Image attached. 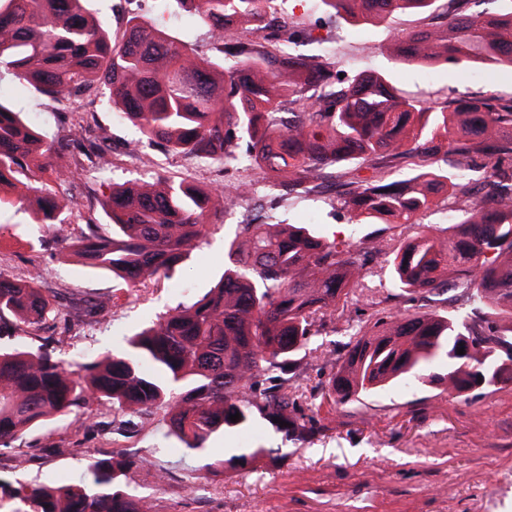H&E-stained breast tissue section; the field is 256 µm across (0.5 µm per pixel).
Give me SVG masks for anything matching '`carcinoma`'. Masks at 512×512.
<instances>
[{
	"instance_id": "carcinoma-1",
	"label": "carcinoma",
	"mask_w": 512,
	"mask_h": 512,
	"mask_svg": "<svg viewBox=\"0 0 512 512\" xmlns=\"http://www.w3.org/2000/svg\"><path fill=\"white\" fill-rule=\"evenodd\" d=\"M472 1L482 2L448 0L447 21L433 30L396 33L395 56L428 66L512 67V12L474 10ZM85 2L0 0V72L51 99L101 83L145 137L226 167L244 164L271 188L312 192L334 169L340 205L360 225L417 224L436 197L447 196L455 210L448 237L429 226L393 247L378 232L361 241L390 248V284L400 295L413 301L449 293L465 314L368 315L328 378L334 404L357 402L398 378L458 396L512 381V97L490 92L438 110L380 74L341 78L337 64L294 50L308 38L305 29L283 23L270 32L271 0H176L225 32L214 38L224 54L220 68L144 17H129L116 40ZM435 2L320 5L360 22L425 14ZM69 146L46 139L0 102V189H19L18 199L35 205L42 224L57 223L55 183L67 182L69 171L54 160ZM440 155L450 167L436 166ZM353 161L371 175L354 173ZM400 163L414 175L391 179ZM232 190H203L187 177L114 185L106 202L112 232L89 224L68 248L82 265L129 288L159 284L199 246ZM224 251L228 262L214 288L158 316L121 351L71 370L48 351L0 349V444L93 401L112 404L117 415L159 416L163 436L195 453L213 434L258 418L286 434L308 431L288 382L310 338L363 287L371 251L326 241L304 224L251 222L239 225ZM56 309L38 275L0 273V319L10 315L36 328ZM274 453L250 448L234 460L254 465ZM146 466L145 458L120 452L92 458L77 483L0 480V512H142L121 479Z\"/></svg>"
}]
</instances>
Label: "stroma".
<instances>
[{"mask_svg": "<svg viewBox=\"0 0 512 512\" xmlns=\"http://www.w3.org/2000/svg\"><path fill=\"white\" fill-rule=\"evenodd\" d=\"M280 16L307 28L312 41L304 54L328 55L349 72H382L405 95L443 109L460 96L494 91L512 96V68L472 65L459 71L444 65L408 64L391 52L393 33L421 28L427 16L395 15L388 22L354 25L322 12L317 0H275ZM112 34L122 35L126 20L137 14L157 21L166 32L187 41L200 57L216 65L205 26L173 0H90ZM109 92L93 86L78 101L87 116L74 129L63 112L67 100H52L12 76L0 75V101L23 113L50 139H67L60 163L74 171L59 198V224H41L26 204L0 206V272L26 277L38 272L46 294L62 304L39 330L0 329V347L47 343L56 357L76 365L124 348L128 335L180 305L190 304L214 286L224 271V240L233 236L238 217L213 218L199 249L171 274L172 284L126 287L111 273L68 259L56 241L59 226L86 223L109 232L103 202L112 186L146 184L157 176L188 177L203 187L224 182L222 163L167 152L148 140L132 122L117 119ZM283 224H310L317 233L355 239L348 214L329 196H291L273 212ZM391 256L375 254L364 288L312 337L294 383L313 431L284 437L265 421L245 430L213 436L203 455L186 450L176 438L156 433L152 422L135 431L117 429L109 403L80 408L23 440L0 446V478L54 486L82 477L93 456L124 451L145 457L146 470L129 473L122 485L146 512H512V382L455 396L435 387L398 384L346 406L331 404L324 387L333 365L348 350L357 320L376 310L448 312L442 298L412 303L387 288ZM102 300V309L78 312L79 303ZM275 448L276 461L242 470L225 468L214 478L200 471L202 458L227 459L245 449Z\"/></svg>", "mask_w": 512, "mask_h": 512, "instance_id": "35a3bbf8", "label": "stroma"}]
</instances>
